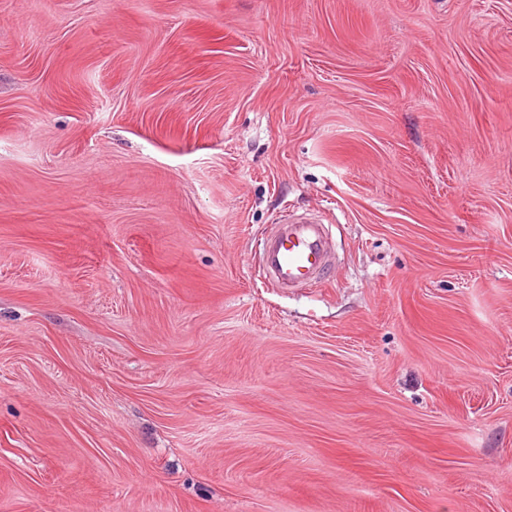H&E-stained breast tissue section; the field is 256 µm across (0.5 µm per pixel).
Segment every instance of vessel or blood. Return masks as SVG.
<instances>
[{"label": "vessel or blood", "mask_w": 512, "mask_h": 512, "mask_svg": "<svg viewBox=\"0 0 512 512\" xmlns=\"http://www.w3.org/2000/svg\"><path fill=\"white\" fill-rule=\"evenodd\" d=\"M266 279L280 288H294L321 280L331 270L328 234L319 221L287 215L274 225L263 248Z\"/></svg>", "instance_id": "1"}]
</instances>
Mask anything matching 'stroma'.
<instances>
[{
    "instance_id": "35a3bbf8",
    "label": "stroma",
    "mask_w": 512,
    "mask_h": 512,
    "mask_svg": "<svg viewBox=\"0 0 512 512\" xmlns=\"http://www.w3.org/2000/svg\"><path fill=\"white\" fill-rule=\"evenodd\" d=\"M0 512H512V0H0ZM265 278L279 288L323 280L331 270L332 251L324 224L287 215L274 224L263 248Z\"/></svg>"
}]
</instances>
